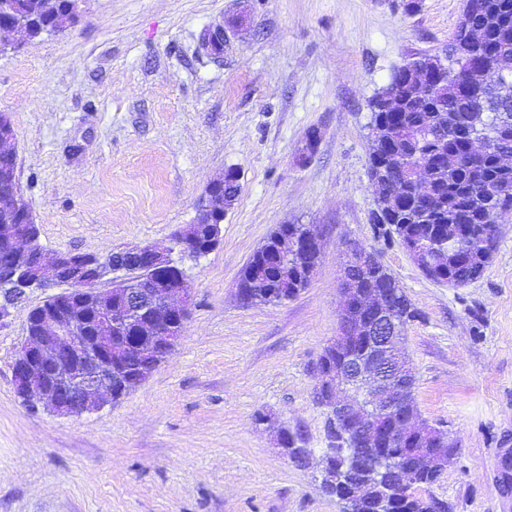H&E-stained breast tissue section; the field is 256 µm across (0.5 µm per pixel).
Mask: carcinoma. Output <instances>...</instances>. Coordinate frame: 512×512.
I'll use <instances>...</instances> for the list:
<instances>
[{
  "instance_id": "cac0c4a2",
  "label": "carcinoma",
  "mask_w": 512,
  "mask_h": 512,
  "mask_svg": "<svg viewBox=\"0 0 512 512\" xmlns=\"http://www.w3.org/2000/svg\"><path fill=\"white\" fill-rule=\"evenodd\" d=\"M15 11H38L37 22L22 36L37 40L57 28L77 21V12L67 11L63 0H14ZM477 30L481 39L469 50V65L453 54L446 57L448 75L428 87L415 74L398 68L387 84L369 102V177L380 192L383 210L378 232L400 244L409 243L427 266L424 257L438 261L442 281L461 287L477 279L490 262L496 247L501 212L493 204L494 192L512 188V169L500 163L504 148L512 149V0H481L467 24L458 26L449 46ZM487 65L481 84L468 76L469 68ZM484 141V155L471 157V139ZM425 168L426 176L416 174ZM19 179L15 170L0 160V224L3 211L14 199ZM303 224H280L268 238L271 243L286 234L301 236ZM365 286L386 288L389 294L407 298L384 268L364 271ZM240 283L252 284V303L272 304L266 292H281L279 301L295 297L309 279L298 270L293 254L262 257L255 253L245 266ZM396 448L385 449L386 458L375 473L364 472L365 457L347 454L336 463L343 478L368 485L357 512H382L387 502L393 512H448V504L423 493L440 479L438 472L405 479L410 459L398 461Z\"/></svg>"
}]
</instances>
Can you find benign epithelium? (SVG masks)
I'll return each instance as SVG.
<instances>
[{
	"instance_id": "7a95c632",
	"label": "benign epithelium",
	"mask_w": 512,
	"mask_h": 512,
	"mask_svg": "<svg viewBox=\"0 0 512 512\" xmlns=\"http://www.w3.org/2000/svg\"><path fill=\"white\" fill-rule=\"evenodd\" d=\"M17 209L27 223L5 226L9 244L0 261L13 265L24 259L26 264L10 277L9 291L23 296L34 288L55 286L60 292L52 295L53 305L38 306L27 322L25 340L12 366L16 390L24 401L36 399L59 415H81L100 405L92 396L101 389L112 396L135 387L170 353L183 334L189 288L175 270L157 285L162 305L152 303L145 294L127 293L119 303L96 306L89 328L71 314L72 306L104 293L98 284L109 274L132 276L171 265L167 254L148 244L116 251L105 259L93 253L59 252L47 263L43 250L34 246V215L25 197L19 198ZM311 247L319 248V241L310 234L289 243L293 255L300 258ZM376 261L368 251L352 250L346 256L339 330L316 365L318 383L313 390L315 402L326 410L328 428L340 426L355 435L358 447L372 450L386 438L403 448L411 432L424 428L422 423L413 424L411 416L400 417L388 429L381 426L412 387L414 375L408 369L391 368L405 324L390 307L389 298L379 288H356V273ZM145 309L152 313L142 325L146 342L138 351L131 354L125 346L112 344V338L132 321L131 315ZM358 337L363 339L364 351L344 355L336 367H329L328 357L337 346L345 347ZM131 356L136 365L130 368ZM450 458L448 449L433 448L418 457L417 470L445 468Z\"/></svg>"
}]
</instances>
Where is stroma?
Here are the masks:
<instances>
[{
	"mask_svg": "<svg viewBox=\"0 0 512 512\" xmlns=\"http://www.w3.org/2000/svg\"><path fill=\"white\" fill-rule=\"evenodd\" d=\"M84 0L77 22L0 53L6 145L46 254L168 245L227 169L240 192L219 244L180 259L190 311L173 351L81 415L26 406L12 364L29 292L0 320V512H340L321 488L314 367L338 331L348 247L374 249L417 311L406 327L420 421L457 453L448 512H512V211L476 281L426 277L370 221L369 102L394 68L440 53L464 0ZM224 27L221 57L201 49ZM318 146L300 151L310 133ZM280 224L320 243L309 284L247 305L242 271ZM313 453L283 455L277 431Z\"/></svg>",
	"mask_w": 512,
	"mask_h": 512,
	"instance_id": "stroma-1",
	"label": "stroma"
}]
</instances>
